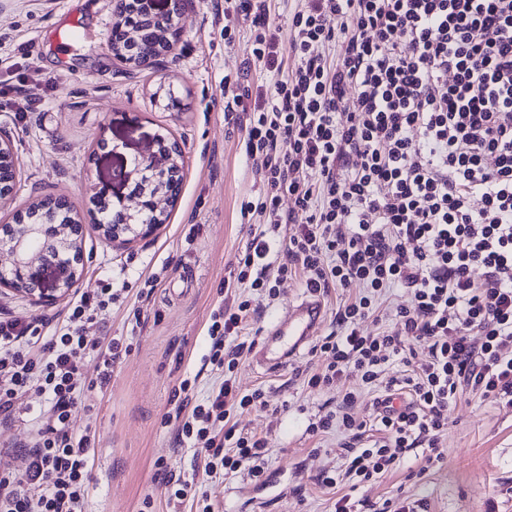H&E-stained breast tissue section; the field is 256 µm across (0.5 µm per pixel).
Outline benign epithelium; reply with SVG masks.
Listing matches in <instances>:
<instances>
[{"mask_svg":"<svg viewBox=\"0 0 512 512\" xmlns=\"http://www.w3.org/2000/svg\"><path fill=\"white\" fill-rule=\"evenodd\" d=\"M181 150H173L165 138L156 139L147 153L131 159L128 180L133 183L131 196L136 206L128 207L123 201L104 205L108 199L102 189L95 192L101 198L97 207H105L98 219L99 228L108 242L137 238L152 233L157 227L160 213L172 205L177 196L158 189L154 194L143 189L142 176L165 184L179 179ZM15 170L13 145L0 138V200L11 195L14 179L4 173ZM80 225L62 221L60 211L43 207L33 216L18 215L12 224L0 225V291L9 290L27 295L42 304L67 294L78 286L79 265L82 261ZM51 270L53 287H43V272Z\"/></svg>","mask_w":512,"mask_h":512,"instance_id":"benign-epithelium-1","label":"benign epithelium"}]
</instances>
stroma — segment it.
<instances>
[{
    "mask_svg": "<svg viewBox=\"0 0 512 512\" xmlns=\"http://www.w3.org/2000/svg\"><path fill=\"white\" fill-rule=\"evenodd\" d=\"M118 18L116 0H0V136L17 153L16 188L0 201V221H10L43 196L66 199L82 224L85 278L81 291L104 284L121 297L99 313L111 335L131 337L134 350L118 367L105 393L87 394L73 412L77 430L95 435L87 512H167L168 488L156 470L166 461L173 473L210 494L217 512H331L334 495L315 485L319 473L342 464L334 437H309L311 418L332 406L340 387L312 390L296 372L323 361L303 344L281 369L259 366L254 356L235 369L247 389L265 387L270 405L238 417L245 431L267 437L271 448L263 481L246 474L212 482L194 449L175 447L173 391L195 379V399L216 380L204 367L210 313L220 286L249 237L244 202L263 184L244 152V133L224 118V79L246 72L249 85L262 81L250 58L248 20L237 22L234 46L213 22V0H185L183 27L159 60L138 65L114 56L108 36ZM37 108L16 118L15 89ZM183 152L181 185L168 218L150 235L128 243L104 241L96 223L95 187L110 199L128 197L131 159L157 137ZM163 272L136 324V294L145 277ZM299 281L279 286L267 304L255 297L260 315L248 334L262 342L272 318H284L303 297ZM71 297L36 304L0 294V314L20 320L63 319ZM445 457L425 469L409 458L378 483L355 489L356 497L383 501L394 495L418 500L423 512H512V409L465 394L448 410Z\"/></svg>",
    "mask_w": 512,
    "mask_h": 512,
    "instance_id": "1",
    "label": "stroma"
}]
</instances>
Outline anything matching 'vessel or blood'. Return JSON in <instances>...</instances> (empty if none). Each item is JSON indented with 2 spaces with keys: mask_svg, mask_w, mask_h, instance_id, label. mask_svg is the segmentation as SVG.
<instances>
[{
  "mask_svg": "<svg viewBox=\"0 0 512 512\" xmlns=\"http://www.w3.org/2000/svg\"><path fill=\"white\" fill-rule=\"evenodd\" d=\"M324 315L320 300L304 298L293 305L287 318L274 321L266 331L259 355L268 367L285 364L317 332Z\"/></svg>",
  "mask_w": 512,
  "mask_h": 512,
  "instance_id": "vessel-or-blood-1",
  "label": "vessel or blood"
}]
</instances>
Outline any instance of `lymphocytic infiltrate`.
Instances as JSON below:
<instances>
[{"instance_id":"f902f5d3","label":"lymphocytic infiltrate","mask_w":512,"mask_h":512,"mask_svg":"<svg viewBox=\"0 0 512 512\" xmlns=\"http://www.w3.org/2000/svg\"><path fill=\"white\" fill-rule=\"evenodd\" d=\"M240 17L266 82L225 84L224 112L244 130L267 190L242 206L257 226L210 315L204 361L222 380L200 401L180 382L177 440L211 474L262 476L267 438L234 421L266 403L264 389L234 376L249 350L250 295L276 299L287 279L321 297L356 282L321 341L326 362L304 377L311 388L349 383L335 410L306 428L335 435L343 460L317 482L335 490L334 512H418L410 498L377 503L351 489L416 450L426 465L442 463L448 408L462 393L512 406V0H301L285 46L270 0H224L225 45ZM278 239L282 260L271 252ZM477 266L483 279L471 275ZM397 288L410 305L391 304ZM117 298L108 283L77 295L49 334L44 322L0 317V423L29 393L45 398L24 469H0V512H86L93 441L71 412L107 389L133 350L96 321ZM367 321L377 334H363ZM394 365L399 376L383 381ZM368 396L375 414L365 421L354 408Z\"/></svg>"}]
</instances>
